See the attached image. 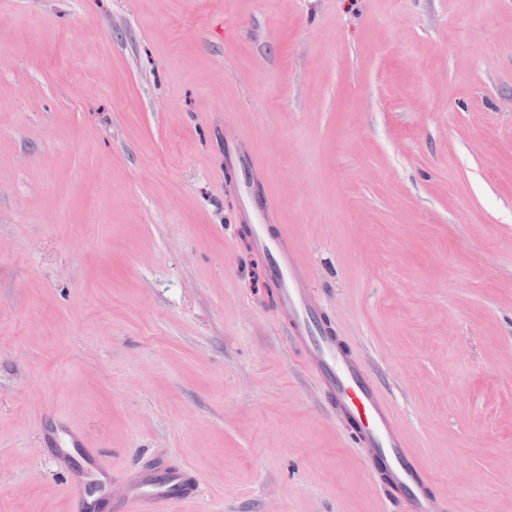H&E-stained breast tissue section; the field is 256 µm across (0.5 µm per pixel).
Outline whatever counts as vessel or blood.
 Wrapping results in <instances>:
<instances>
[{
  "label": "vessel or blood",
  "mask_w": 512,
  "mask_h": 512,
  "mask_svg": "<svg viewBox=\"0 0 512 512\" xmlns=\"http://www.w3.org/2000/svg\"><path fill=\"white\" fill-rule=\"evenodd\" d=\"M242 212L250 225L252 248L269 259L275 300L288 318L294 341L305 351L357 443L373 449L374 475L404 502L407 512H435L428 482L410 455L397 416L368 379L363 363L321 321L319 302L305 286L304 269L287 235L270 234L269 203L247 193L242 199ZM196 489V483L180 469L144 472L130 481L121 512H163L165 505L194 494Z\"/></svg>",
  "instance_id": "b4317fda"
}]
</instances>
